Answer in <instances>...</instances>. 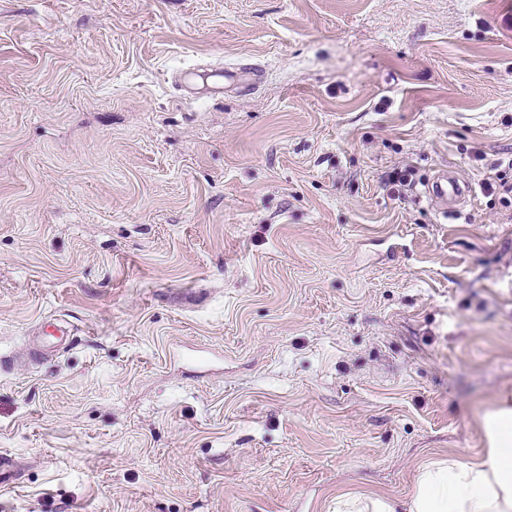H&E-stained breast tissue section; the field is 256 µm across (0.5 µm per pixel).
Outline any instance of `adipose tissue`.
I'll list each match as a JSON object with an SVG mask.
<instances>
[{
    "mask_svg": "<svg viewBox=\"0 0 512 512\" xmlns=\"http://www.w3.org/2000/svg\"><path fill=\"white\" fill-rule=\"evenodd\" d=\"M485 451L422 464L405 502L378 494L337 496L333 512H512V392L481 418Z\"/></svg>",
    "mask_w": 512,
    "mask_h": 512,
    "instance_id": "ef3b65f1",
    "label": "adipose tissue"
}]
</instances>
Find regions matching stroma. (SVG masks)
<instances>
[{
    "label": "stroma",
    "instance_id": "35a3bbf8",
    "mask_svg": "<svg viewBox=\"0 0 512 512\" xmlns=\"http://www.w3.org/2000/svg\"><path fill=\"white\" fill-rule=\"evenodd\" d=\"M487 181L512 0H0V512H329L482 454ZM429 195L444 208L456 207L470 193L468 186L460 183L451 173L438 175L428 187Z\"/></svg>",
    "mask_w": 512,
    "mask_h": 512
}]
</instances>
